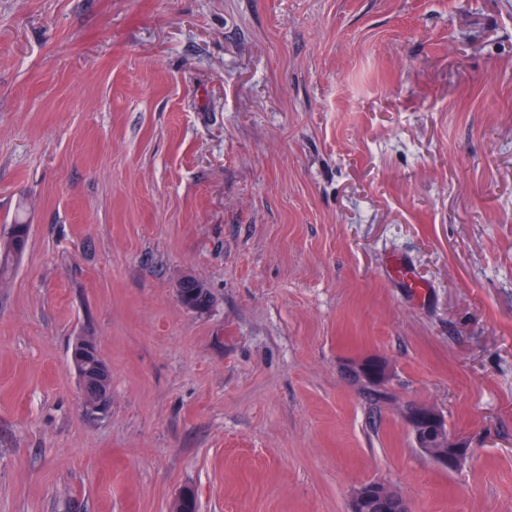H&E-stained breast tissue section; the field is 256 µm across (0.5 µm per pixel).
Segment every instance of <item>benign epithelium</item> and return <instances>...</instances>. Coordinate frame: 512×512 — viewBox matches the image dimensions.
<instances>
[{"label": "benign epithelium", "instance_id": "1", "mask_svg": "<svg viewBox=\"0 0 512 512\" xmlns=\"http://www.w3.org/2000/svg\"><path fill=\"white\" fill-rule=\"evenodd\" d=\"M97 348L94 337L83 335L76 337L71 350V362L79 378L82 403L93 414L105 412L111 399V392H103L106 364L99 358ZM351 371L357 382L377 391L378 397L388 398V393L381 390L387 376L384 365H354ZM401 412L421 452L448 469L461 463L467 449L450 436L446 421L439 412L413 401L405 402ZM438 446L451 448L453 452L438 453L434 451ZM350 512H412V508L410 502L393 488L381 483H369L355 493Z\"/></svg>", "mask_w": 512, "mask_h": 512}]
</instances>
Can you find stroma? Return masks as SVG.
<instances>
[{"label":"stroma","mask_w":512,"mask_h":512,"mask_svg":"<svg viewBox=\"0 0 512 512\" xmlns=\"http://www.w3.org/2000/svg\"><path fill=\"white\" fill-rule=\"evenodd\" d=\"M18 217L0 512H349L374 482L512 512V0H0V240ZM97 342L93 336L76 337L71 362L79 378L82 403L93 414L106 412L111 399V388L103 394L104 371L107 366L98 356ZM351 371L353 378L357 382L375 390L379 398H388V393L381 389L385 384L387 376L386 367L384 365L380 363L354 365ZM401 412L421 452L448 469H453L461 463L467 454V448L462 447L450 436L446 421L439 412L432 407L423 406L413 401L405 402ZM439 445L442 446L440 448H445L447 451L448 448H454V451L442 454L431 449Z\"/></svg>","instance_id":"obj_1"}]
</instances>
